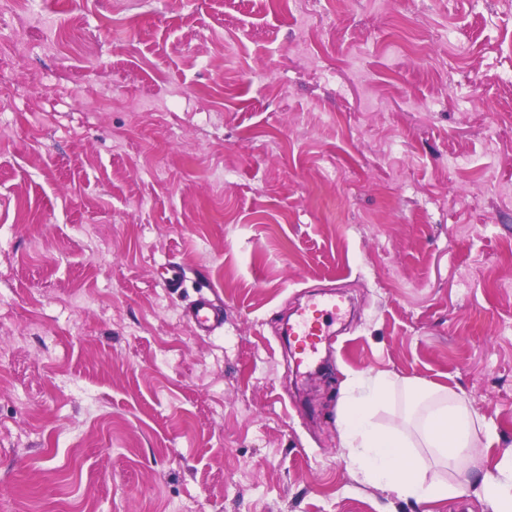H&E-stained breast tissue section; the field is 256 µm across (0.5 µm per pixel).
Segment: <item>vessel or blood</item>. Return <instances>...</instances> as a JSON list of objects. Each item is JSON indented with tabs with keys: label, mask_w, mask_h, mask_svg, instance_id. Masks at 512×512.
<instances>
[{
	"label": "vessel or blood",
	"mask_w": 512,
	"mask_h": 512,
	"mask_svg": "<svg viewBox=\"0 0 512 512\" xmlns=\"http://www.w3.org/2000/svg\"><path fill=\"white\" fill-rule=\"evenodd\" d=\"M336 303L310 301L301 309L298 318L288 326V341L299 361L305 362L316 355L323 343L328 342V329L339 314ZM191 319L197 331L210 333L222 322V311L207 296H200L191 309Z\"/></svg>",
	"instance_id": "1"
}]
</instances>
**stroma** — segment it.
Masks as SVG:
<instances>
[{"label":"stroma","mask_w":512,"mask_h":512,"mask_svg":"<svg viewBox=\"0 0 512 512\" xmlns=\"http://www.w3.org/2000/svg\"><path fill=\"white\" fill-rule=\"evenodd\" d=\"M0 99V512H484L512 454V0H48ZM180 287H163L169 268ZM224 323L197 332L200 294ZM335 296L336 348L280 333ZM494 429L404 500L346 382ZM394 384L386 374L361 375L351 382L350 394L338 415V426L349 448V468L365 483L404 499L432 502L460 495V489L448 485L438 473L427 480L421 461L406 448H429L433 457L444 463L474 448L478 432L484 433L489 443L494 433L465 399L432 383H406L404 388L409 403H427L426 414L415 422L419 446H413L406 431V418L390 429H378L370 411L389 399Z\"/></svg>","instance_id":"35a3bbf8"}]
</instances>
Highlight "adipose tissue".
Returning a JSON list of instances; mask_svg holds the SVG:
<instances>
[{"instance_id": "1", "label": "adipose tissue", "mask_w": 512, "mask_h": 512, "mask_svg": "<svg viewBox=\"0 0 512 512\" xmlns=\"http://www.w3.org/2000/svg\"><path fill=\"white\" fill-rule=\"evenodd\" d=\"M392 379L385 374L359 376L338 415L348 466L365 483L396 493L404 499L441 501L459 495L440 475L425 477L422 463L413 457L412 445L429 449L439 462L465 455L477 434L493 439L482 416L462 397L447 387L432 383H409L404 392L409 403L426 404L425 415L416 420L414 433L405 424L390 429L376 428L371 420L373 406L391 395ZM491 512H512V458L503 460L497 474L483 477L475 490Z\"/></svg>"}]
</instances>
